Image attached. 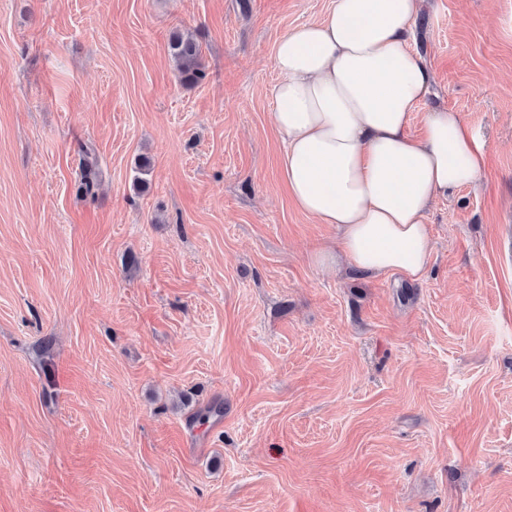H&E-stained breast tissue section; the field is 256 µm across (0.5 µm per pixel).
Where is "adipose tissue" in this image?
Returning a JSON list of instances; mask_svg holds the SVG:
<instances>
[{"mask_svg":"<svg viewBox=\"0 0 512 512\" xmlns=\"http://www.w3.org/2000/svg\"><path fill=\"white\" fill-rule=\"evenodd\" d=\"M423 0H334L277 41L274 124L298 208L333 225L322 265L418 279L429 205L482 177L486 157L460 113L425 109L431 75L412 48ZM421 117L422 137L409 133Z\"/></svg>","mask_w":512,"mask_h":512,"instance_id":"1","label":"adipose tissue"}]
</instances>
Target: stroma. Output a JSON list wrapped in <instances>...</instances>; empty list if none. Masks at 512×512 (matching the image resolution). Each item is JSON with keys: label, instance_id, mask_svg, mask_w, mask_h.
Returning <instances> with one entry per match:
<instances>
[{"label": "stroma", "instance_id": "obj_1", "mask_svg": "<svg viewBox=\"0 0 512 512\" xmlns=\"http://www.w3.org/2000/svg\"><path fill=\"white\" fill-rule=\"evenodd\" d=\"M331 4L0 0V512H512V0H424L487 167L415 282L284 189L273 50ZM169 49L181 74L194 82L203 78L201 49L190 32L174 30L169 37ZM80 151L84 155L81 188L86 195H93L100 174L98 161L91 148L81 145Z\"/></svg>", "mask_w": 512, "mask_h": 512}]
</instances>
